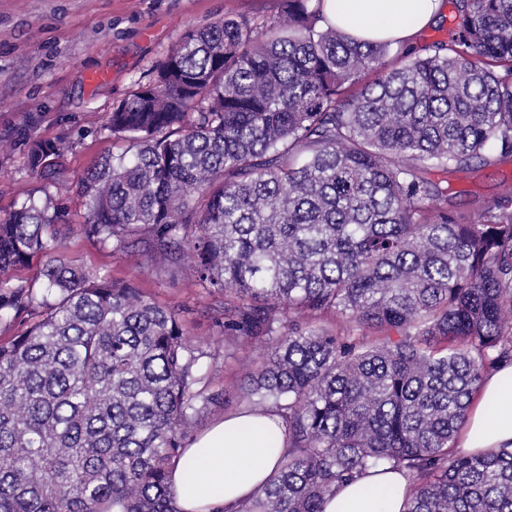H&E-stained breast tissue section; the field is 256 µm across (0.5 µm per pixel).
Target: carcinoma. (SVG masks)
Instances as JSON below:
<instances>
[{
	"label": "carcinoma",
	"instance_id": "cac0c4a2",
	"mask_svg": "<svg viewBox=\"0 0 512 512\" xmlns=\"http://www.w3.org/2000/svg\"><path fill=\"white\" fill-rule=\"evenodd\" d=\"M288 25L185 34L116 105L125 143L78 183L84 233L186 265L224 303V343L258 341L236 406L276 409L288 446L236 512H324L377 468L406 512H512V448L457 455L484 375L512 360V185L448 206L437 172L512 158V0H452L455 35L411 55L281 0ZM42 182L0 219V512H181L169 477L204 411L183 311L61 254L66 139L23 142ZM36 256L42 290L18 271ZM335 317L336 329L317 322Z\"/></svg>",
	"mask_w": 512,
	"mask_h": 512
}]
</instances>
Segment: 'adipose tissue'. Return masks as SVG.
I'll list each match as a JSON object with an SVG mask.
<instances>
[{"mask_svg": "<svg viewBox=\"0 0 512 512\" xmlns=\"http://www.w3.org/2000/svg\"><path fill=\"white\" fill-rule=\"evenodd\" d=\"M441 0H324L328 23L369 42L409 46L435 24ZM275 412L230 415L198 437L176 465L172 489L182 512H237L275 470L286 439ZM512 447V362L486 375L456 442L459 453ZM410 485L384 470L339 489L324 512H405Z\"/></svg>", "mask_w": 512, "mask_h": 512, "instance_id": "adipose-tissue-1", "label": "adipose tissue"}]
</instances>
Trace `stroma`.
I'll return each mask as SVG.
<instances>
[{"label":"stroma","mask_w":512,"mask_h":512,"mask_svg":"<svg viewBox=\"0 0 512 512\" xmlns=\"http://www.w3.org/2000/svg\"><path fill=\"white\" fill-rule=\"evenodd\" d=\"M281 14V0H0V218L20 203L22 190L40 182L20 136H65L74 148L62 163L78 182L102 156L118 151L107 128L115 104L151 79L189 31L227 16L258 19ZM512 180L511 164H491L449 176L456 207L471 196L491 201ZM73 217L63 230L62 252L89 271L135 279L146 296L186 309L191 340L222 353L213 388L238 396L240 358L258 357L259 343L225 348L216 325L220 296L201 288L189 271L156 275L140 247L115 255L84 234V208L69 202Z\"/></svg>","instance_id":"obj_1"}]
</instances>
